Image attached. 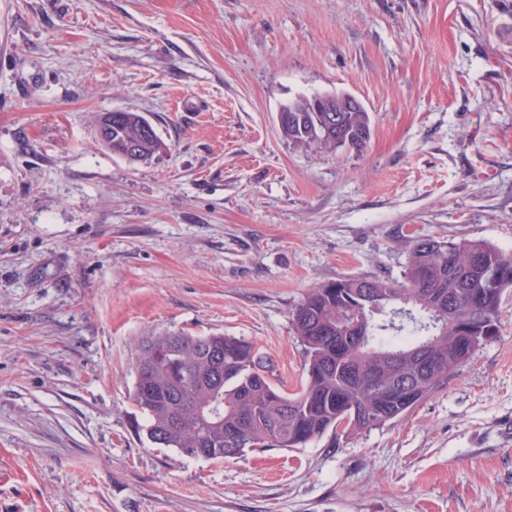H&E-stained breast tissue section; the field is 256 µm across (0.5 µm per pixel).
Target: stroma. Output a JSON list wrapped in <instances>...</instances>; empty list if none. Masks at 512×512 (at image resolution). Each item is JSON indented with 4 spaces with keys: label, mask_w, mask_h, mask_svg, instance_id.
<instances>
[{
    "label": "stroma",
    "mask_w": 512,
    "mask_h": 512,
    "mask_svg": "<svg viewBox=\"0 0 512 512\" xmlns=\"http://www.w3.org/2000/svg\"><path fill=\"white\" fill-rule=\"evenodd\" d=\"M336 91L364 153L280 136ZM422 237L512 253V0H0V512H512V295L404 420L222 460L140 428L144 343L241 337L296 389L304 292ZM118 119H112V111L102 112L95 121L97 139L107 142L106 134L112 129V146L106 147L112 154L126 158L130 162L149 160L159 147V138L154 128L146 130L145 117L138 112H115ZM129 145L137 148L138 154L125 156L121 151Z\"/></svg>",
    "instance_id": "stroma-1"
}]
</instances>
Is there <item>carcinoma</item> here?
I'll return each mask as SVG.
<instances>
[{
  "label": "carcinoma",
  "mask_w": 512,
  "mask_h": 512,
  "mask_svg": "<svg viewBox=\"0 0 512 512\" xmlns=\"http://www.w3.org/2000/svg\"><path fill=\"white\" fill-rule=\"evenodd\" d=\"M324 97L288 103L281 135L299 149L363 151L371 138L366 109L311 112ZM138 112L112 120V154L129 145L130 162L159 147ZM512 289V253L482 240L424 238L410 248L402 280L342 278L308 289L292 312L304 347V382L294 393L253 343L236 336L167 333L143 345L132 400L147 439L206 460L255 448H302L342 426L360 435L407 416L448 383L501 332ZM363 339L350 341L353 326ZM407 403L391 400L397 388Z\"/></svg>",
  "instance_id": "1"
}]
</instances>
